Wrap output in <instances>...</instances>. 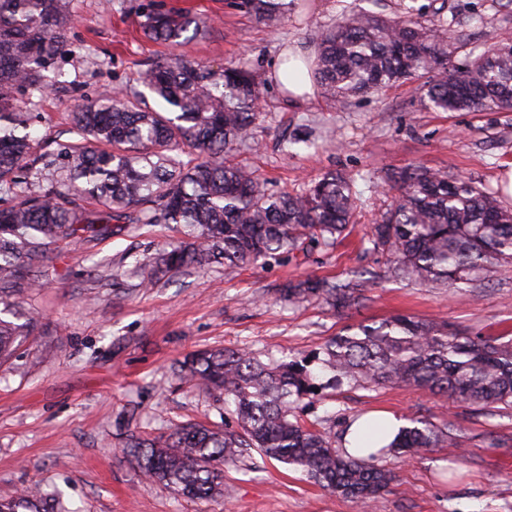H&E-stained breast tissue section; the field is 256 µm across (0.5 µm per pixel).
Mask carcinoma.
Masks as SVG:
<instances>
[{
	"instance_id": "obj_1",
	"label": "carcinoma",
	"mask_w": 512,
	"mask_h": 512,
	"mask_svg": "<svg viewBox=\"0 0 512 512\" xmlns=\"http://www.w3.org/2000/svg\"><path fill=\"white\" fill-rule=\"evenodd\" d=\"M400 7L394 18L352 8L320 35L311 82L330 101L353 99L423 79V103L435 112L512 110V32L462 63L448 59L443 9ZM241 12L273 25L297 0H237ZM139 25L152 41L175 50L207 28L191 11L141 0ZM73 18L64 0H0V304L35 284L31 274L50 261L61 241L105 233L108 224H175L185 240L159 254L149 283L183 268L212 263L234 270L330 246L353 228L358 208L353 177L328 171L296 193L268 191L250 167L230 159L253 138L265 84L246 56L220 69L174 53L147 65L141 92L103 95L77 105L72 122L82 141L36 155L28 133L33 96L59 82L55 60ZM399 197L374 243L391 272L430 288L469 286L512 261V210L497 192L421 166L392 176ZM91 199L97 208L83 202ZM363 283L306 279L285 289L298 306L319 298L343 312L359 303ZM39 318L18 324L0 317V364L33 335ZM180 380L219 394L234 425L186 423L167 435L127 439L148 480L195 500L224 495V463L246 449L302 473L311 482L368 504L393 475L376 454L377 442L359 434V455L336 449V436L304 414L347 382L363 388H415L468 405L512 407V339L479 338L445 322L395 315L359 322L304 357L261 355L246 349L198 351L179 364ZM382 455L421 457L433 448L453 452L459 430L410 417ZM0 512H56L47 497L23 491L0 499Z\"/></svg>"
}]
</instances>
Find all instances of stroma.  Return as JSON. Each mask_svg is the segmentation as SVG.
Listing matches in <instances>:
<instances>
[{"label":"stroma","instance_id":"stroma-1","mask_svg":"<svg viewBox=\"0 0 512 512\" xmlns=\"http://www.w3.org/2000/svg\"><path fill=\"white\" fill-rule=\"evenodd\" d=\"M140 0H66L74 19L56 60L64 83L34 97L33 137L41 152L77 141L70 112L86 99L138 88L140 70L169 55L143 36ZM208 17L184 44L185 57L218 68L248 55L268 76L281 51L312 53L313 34L331 28L355 5L392 16L401 0H302L277 27L241 13L234 0H161ZM456 24L448 54L464 61L472 46H493L512 29L502 0H443ZM274 192H296L313 178L341 170L356 179L358 222L329 248L311 247L234 273L216 266L168 274L148 286L154 257L179 233L169 224H111L80 243L60 244L17 300L18 317L41 318L16 358L0 365V498L41 487L58 492L66 512H512V408H483L417 390L342 385L317 416L340 432L342 419L371 410L453 422L465 450L460 477L448 481L447 449L404 461L383 457L395 478L370 507L308 481L259 456L224 467V498L190 500L146 480L124 453L128 435L158 434L194 421L220 428L224 403L193 390L177 375L195 351L245 348L318 349L348 325L396 314L447 321L474 336L512 337V263L470 288H430L393 277L370 227L398 192L388 177L420 165L499 189L512 169V112H430L409 81L345 106L324 98L298 103L277 83L261 102L254 139L235 152ZM361 273L360 304L342 313L313 300L290 306L288 282L340 280Z\"/></svg>","mask_w":512,"mask_h":512}]
</instances>
